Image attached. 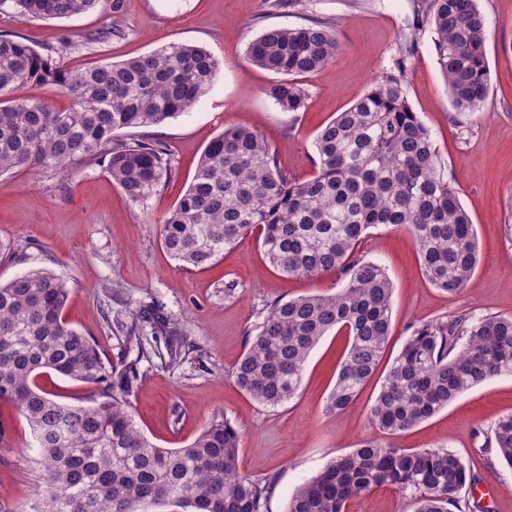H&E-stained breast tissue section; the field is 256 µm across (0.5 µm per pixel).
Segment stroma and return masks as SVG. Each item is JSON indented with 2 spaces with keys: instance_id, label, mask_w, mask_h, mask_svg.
I'll return each instance as SVG.
<instances>
[{
  "instance_id": "35a3bbf8",
  "label": "stroma",
  "mask_w": 512,
  "mask_h": 512,
  "mask_svg": "<svg viewBox=\"0 0 512 512\" xmlns=\"http://www.w3.org/2000/svg\"><path fill=\"white\" fill-rule=\"evenodd\" d=\"M270 0H101L68 18L12 20L0 15V32L15 33L36 49H49L69 70L145 55L172 43L204 47L222 63L215 86L193 109L148 133L166 144L176 174L141 205L94 163L72 177H0V238L15 252L0 254V282L39 267L66 281L67 323L93 339L113 365L127 356L113 320L148 306L180 323L194 347L175 364L142 360L129 397L135 419L163 448L189 445L213 418H225L240 435L239 468L252 480H272L264 512H285L296 488L337 455L378 438L369 408L382 374L338 417L324 412L347 344L325 336L305 367L300 395L272 409L241 391L230 373L262 320L266 304L300 295L332 293L335 273L288 277L265 260L256 234L242 238L212 267H180L161 245L162 220L192 180L206 145L224 128L261 134L281 167L297 181L317 168L314 139L329 120L361 97L372 82L401 77L408 101L429 129L437 170L457 191L475 226L480 263L455 295L424 276L418 249L400 227L370 229L361 255L382 265L394 286L392 333L385 361L398 354L411 325L466 312L512 316V0H477L489 22L487 96L473 112L451 102L425 13V0H299L284 12ZM329 21L339 50L328 68L297 76L306 92L298 112L280 110L264 90L275 74L251 64L248 44L269 27L294 28ZM512 413V376L473 387L417 427L394 436L400 448H443L459 454L476 484L481 512H512V469L484 449L494 422ZM8 427L0 442V512H20L33 498L40 465L25 420L0 407Z\"/></svg>"
}]
</instances>
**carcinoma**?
Returning a JSON list of instances; mask_svg holds the SVG:
<instances>
[{"label":"carcinoma","instance_id":"cac0c4a2","mask_svg":"<svg viewBox=\"0 0 512 512\" xmlns=\"http://www.w3.org/2000/svg\"><path fill=\"white\" fill-rule=\"evenodd\" d=\"M101 0H0L16 19L66 18ZM426 22L453 106L484 102L489 70L487 21L476 0H428ZM338 50L330 24L265 29L247 49L251 63L280 76L264 90L285 112L306 95L291 76L322 70ZM222 61L206 49L172 43L143 56L72 71L53 64L15 34H0V175L23 169L65 173L84 161L103 165L128 200L142 204L175 167L159 140L134 135L187 113L214 85ZM52 85L69 98L57 108L37 99H4L13 89ZM318 172L296 182L258 133L228 128L205 147L196 173L163 219V247L181 266L204 269L257 232L270 265L295 277L334 271L335 292L276 300L231 372L237 386L269 408L297 397L307 360L336 331L348 336L325 412L340 416L376 372L391 335L393 284L356 246L371 228L404 227L428 281L453 295L479 263L474 224L437 170L431 134L397 77L371 86L327 123L314 142ZM66 282L47 268L0 284V405L22 416L38 442L37 498L23 512H143L180 504L181 512H262L268 485L239 471V433L215 418L184 448H160L138 427L127 401L145 357L140 333L150 318L131 312L117 324L137 357L119 370L62 313ZM169 362L190 347L187 333L162 322ZM55 374L97 385L103 400L63 404L37 383ZM512 375V316L411 327L369 409L371 424L393 436L430 418L466 390ZM486 444L512 467V414L499 418ZM475 478L446 449L409 450L367 439L297 488L287 512H348L369 490L390 486L415 512H470L461 497Z\"/></svg>","mask_w":512,"mask_h":512}]
</instances>
